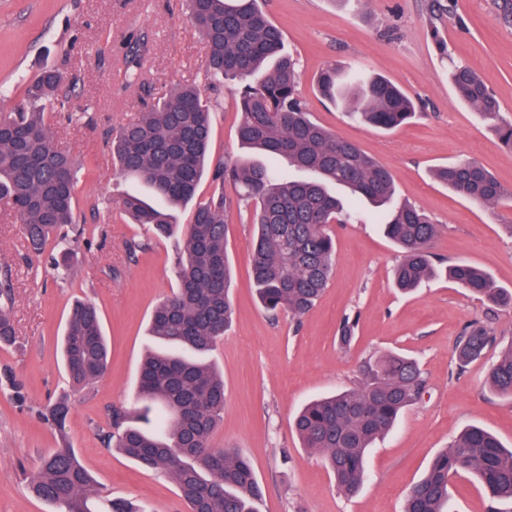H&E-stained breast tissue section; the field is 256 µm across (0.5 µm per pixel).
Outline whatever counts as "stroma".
I'll return each mask as SVG.
<instances>
[{
    "mask_svg": "<svg viewBox=\"0 0 512 512\" xmlns=\"http://www.w3.org/2000/svg\"><path fill=\"white\" fill-rule=\"evenodd\" d=\"M495 0H452L433 14V0H263L262 6L297 58L301 98L313 118L390 169L396 199L424 210L438 226L431 245L433 277L415 293H400L392 270L397 247L362 209L331 225L336 265L315 307L301 318L270 315L254 292L247 211L233 214L227 237L236 315L210 355L224 375V418L212 436L248 457L264 488L259 512H401L411 486L462 429L474 425L512 445V399L485 385L490 368L512 344V307L477 298L448 279L446 266L463 260L512 292V206L471 203L433 176L464 160L482 164L512 190V152L493 121L455 94L450 72L465 64L482 78L512 121V26ZM148 35L151 49L141 83L124 88L119 46L130 33ZM207 45L184 0H0V112L21 101L41 70L61 69L74 94L91 109L56 123L55 143L76 161L74 191L79 232L70 270L49 254L30 252L19 219L0 204V282L10 286L7 311L15 330L0 346V512H48L28 491L40 459L69 445L96 482V497L136 500L147 512H188L175 482L140 467L102 440L113 409L130 407L150 344L148 323L177 283L178 238L155 237L117 206L141 186L117 175L112 132L146 103L180 82L195 84L212 105L213 157L240 153L238 114L228 87L205 71ZM360 66L408 91L417 112L384 131L348 120L315 87L322 68ZM146 249L129 259L124 244ZM98 309L111 350L107 374L93 386L73 387L57 353L75 302ZM355 321L343 346L338 329ZM478 322L497 342L466 368L454 352L464 330ZM396 351L416 359L427 380L420 401L367 457V477L355 496L341 493L321 456L302 448L296 411L312 398L355 387L364 361ZM67 399L64 427L45 414ZM450 512H487L488 499L471 474L449 483Z\"/></svg>",
    "mask_w": 512,
    "mask_h": 512,
    "instance_id": "35a3bbf8",
    "label": "stroma"
}]
</instances>
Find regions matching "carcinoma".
Returning <instances> with one entry per match:
<instances>
[{
    "mask_svg": "<svg viewBox=\"0 0 512 512\" xmlns=\"http://www.w3.org/2000/svg\"><path fill=\"white\" fill-rule=\"evenodd\" d=\"M185 2L207 44L208 75L218 83H236L231 93L238 141L261 157L247 155L234 163L210 158L211 108L192 85L145 107L112 136L118 174L144 184L161 201L153 205L128 195L119 208L159 236L180 233L183 250L176 290L151 317L150 336L161 349L141 364L140 407L134 411L135 418L148 423L152 407H161L164 428L128 425L130 415L117 412L113 425L118 431L106 437L124 456L174 480L190 512H258L264 492L251 462L235 448L210 442L224 413V379L201 357L224 335L235 308L227 204L222 191L197 199L205 170L211 169L212 181L233 185L239 201L253 206V280L261 305L273 314L286 310L301 317L314 306L335 265L328 225L345 223L358 203L383 210L384 234L401 252L395 285L405 293L432 274L430 247L438 225L414 205H392L389 169L311 118L298 92V61L283 53L282 33L259 0ZM148 51L146 34L127 40L121 60L126 86L137 84ZM451 81L460 100L497 122L498 136L512 152V123L499 120V103L483 81L464 64L454 68ZM316 86L350 117L379 129H395L415 114L408 93L359 68L344 72L328 66ZM69 93L60 71L44 70L28 83L13 111L0 112V202L24 224L36 253L76 223L77 171L56 147L50 122L57 106L69 102ZM434 177L485 207L512 201V192L472 160L438 167ZM187 205L189 222L176 223L169 208ZM448 277L482 299L512 305V293L496 288L484 270L466 261L449 266ZM494 341L486 327L469 326L455 351L458 367L481 358ZM61 354L76 386L92 385L107 373L108 345L93 304L78 302L71 309ZM487 384L497 395L512 398V346L492 366ZM425 387L414 359L389 353L366 362L354 388L306 403L295 417V431L302 447L322 455L337 489L352 496L363 483L374 441L393 428ZM460 473L478 478L491 503L489 512H500V504L512 501V448L470 426L411 487L403 512H447L449 481ZM29 490L58 512H145L122 498L96 507L93 478L70 448H56L41 459Z\"/></svg>",
    "mask_w": 512,
    "mask_h": 512,
    "instance_id": "cac0c4a2",
    "label": "carcinoma"
}]
</instances>
